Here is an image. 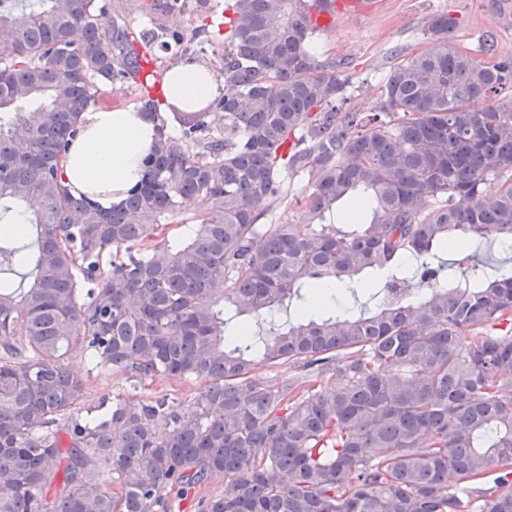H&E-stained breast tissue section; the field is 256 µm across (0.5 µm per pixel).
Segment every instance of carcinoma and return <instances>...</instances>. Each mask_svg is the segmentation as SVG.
Segmentation results:
<instances>
[{"instance_id": "cac0c4a2", "label": "carcinoma", "mask_w": 512, "mask_h": 512, "mask_svg": "<svg viewBox=\"0 0 512 512\" xmlns=\"http://www.w3.org/2000/svg\"><path fill=\"white\" fill-rule=\"evenodd\" d=\"M20 2L0 0V512H172L213 481L195 512H512V273L478 258L512 241V57L448 52L439 14L373 111L343 112L348 63L317 55L309 23L326 0H151L136 40L112 0ZM186 13L224 14V41L166 24ZM156 47L217 56L224 95L169 119L145 95L159 139L140 186L118 208L73 197L83 113ZM288 173L311 181L304 223L264 224ZM196 198L194 234L167 244ZM364 270L387 271L374 309L305 312L310 288ZM294 300L283 327L233 323ZM74 349L202 386L80 419ZM280 364L318 388L256 374ZM207 204L198 199L183 206L178 212L165 221V237L171 243H179L190 235V231L199 223V216L205 212Z\"/></svg>"}]
</instances>
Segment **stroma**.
<instances>
[{"instance_id":"stroma-1","label":"stroma","mask_w":512,"mask_h":512,"mask_svg":"<svg viewBox=\"0 0 512 512\" xmlns=\"http://www.w3.org/2000/svg\"><path fill=\"white\" fill-rule=\"evenodd\" d=\"M441 13L458 21L448 39L449 51L477 49L479 42L490 36L498 54L512 55V11L499 0H376L370 13L347 18L333 31L318 36L316 49L325 58L347 59L348 68L339 70L338 75L350 82V104L369 112L398 55L426 47L430 20ZM68 364L86 381L85 402L90 407L104 396L145 402L165 395L185 404L198 388L195 380L162 375L137 386L122 373L93 368L88 353L80 350L70 354Z\"/></svg>"}]
</instances>
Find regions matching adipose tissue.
Instances as JSON below:
<instances>
[{"instance_id": "obj_1", "label": "adipose tissue", "mask_w": 512, "mask_h": 512, "mask_svg": "<svg viewBox=\"0 0 512 512\" xmlns=\"http://www.w3.org/2000/svg\"><path fill=\"white\" fill-rule=\"evenodd\" d=\"M218 85L216 73L208 66L181 62L166 72L162 91L169 104L192 109L210 101ZM157 138L155 123L135 105L85 114L63 163L71 193L105 208L119 206L142 180L143 160Z\"/></svg>"}]
</instances>
